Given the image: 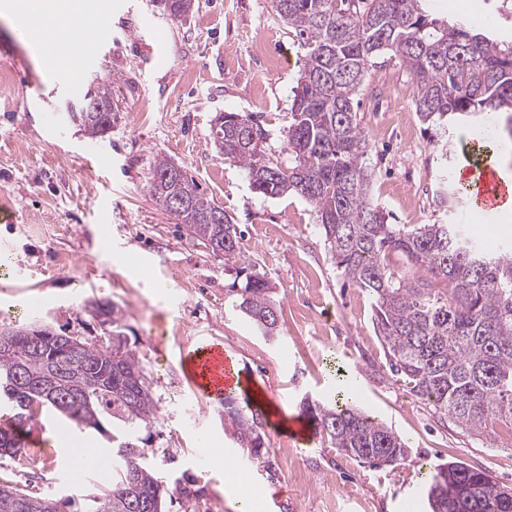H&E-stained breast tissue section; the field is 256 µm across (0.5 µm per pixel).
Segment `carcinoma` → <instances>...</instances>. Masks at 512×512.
<instances>
[{
    "mask_svg": "<svg viewBox=\"0 0 512 512\" xmlns=\"http://www.w3.org/2000/svg\"><path fill=\"white\" fill-rule=\"evenodd\" d=\"M185 18L194 0H160ZM281 20L306 47L296 79L288 128L292 162L280 167L264 151L266 130L247 116H216L213 143L239 163L253 191L269 198L295 193L317 210L321 233L345 283L372 301L373 325L393 375L443 418L484 433L492 423L512 431V255L465 237L455 224H389L371 198L369 142L358 119L357 95L376 60H399L418 87L414 108L429 133L458 118L512 140V44L464 19L431 17L422 0H275ZM118 106L112 88L98 84L77 113L87 136L112 129L97 109ZM149 192L181 218L224 265L251 267L241 233L224 208L199 191L183 168L155 161ZM463 189L440 178L436 201L453 207ZM403 260L394 266L391 255ZM237 307L264 337H280L273 288L257 273L246 276ZM112 327V344L94 345L39 326L38 343L26 326L0 324V408L12 423L0 428V458L23 456L24 424L51 410L79 429L112 443L111 478L90 494L54 501L56 512H164V497L190 496L191 477L167 480L150 462L148 447L158 412L145 368L121 332L116 306L94 305ZM224 420L241 448L268 453L260 413L237 394L224 396ZM301 414L331 447L371 467L384 457L404 463L409 443L376 421L345 394L333 401L301 400ZM148 431L141 436L142 431ZM431 512H512V487L461 461L433 467L427 487ZM48 498L33 497L0 478V512H49Z\"/></svg>",
    "mask_w": 512,
    "mask_h": 512,
    "instance_id": "carcinoma-1",
    "label": "carcinoma"
}]
</instances>
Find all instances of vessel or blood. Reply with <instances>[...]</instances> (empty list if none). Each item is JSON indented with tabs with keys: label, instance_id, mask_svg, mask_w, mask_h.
<instances>
[{
	"label": "vessel or blood",
	"instance_id": "vessel-or-blood-1",
	"mask_svg": "<svg viewBox=\"0 0 512 512\" xmlns=\"http://www.w3.org/2000/svg\"><path fill=\"white\" fill-rule=\"evenodd\" d=\"M44 49L60 74L71 76L83 71L87 54L74 42L51 37L46 39ZM461 178L474 182V190L468 197V212L489 216L512 199V179L504 177L493 163H485L477 169L463 167ZM186 370L195 392L208 400H223L225 393L248 383L234 354L220 343L209 342L197 347L186 361Z\"/></svg>",
	"mask_w": 512,
	"mask_h": 512
}]
</instances>
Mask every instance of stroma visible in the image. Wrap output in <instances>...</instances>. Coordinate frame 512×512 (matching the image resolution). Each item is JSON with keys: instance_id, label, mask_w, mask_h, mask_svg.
Wrapping results in <instances>:
<instances>
[{"instance_id": "1", "label": "stroma", "mask_w": 512, "mask_h": 512, "mask_svg": "<svg viewBox=\"0 0 512 512\" xmlns=\"http://www.w3.org/2000/svg\"><path fill=\"white\" fill-rule=\"evenodd\" d=\"M197 2L176 19L157 0H110L106 32L74 80L34 57L0 14V68L14 77L9 101H0V243L16 260L9 287H0V314L91 339L103 333L95 304L120 309L159 408L153 464L192 475L201 489L196 497L173 495L166 512H236L223 466L203 465L202 436L233 449L236 473L256 484V512H426L427 473L451 460L512 486L511 435L476 436L439 419L391 374L371 301L344 285L314 206L294 194H256L244 169L215 151L216 116L235 112L260 123L268 157L289 165L293 88L306 50L273 0ZM99 83L111 85L120 112L111 132L92 139L78 132L68 106ZM416 93L395 60L372 69L362 88L375 204L393 224H456L478 240L512 244V217L436 207L439 168L456 170L465 144L450 130L452 153L440 163L415 112L392 111L395 95ZM160 157L183 166L239 225L243 251L280 304V343L265 341L235 308L232 291L243 278L152 201L148 183ZM212 340L232 350L267 401L287 414H298L304 396L327 399L345 387L362 410L408 440L404 465L372 468L321 439L298 443L268 415V454L254 459L236 449L220 404L198 397L185 371V357ZM71 439L106 445L95 431L44 415L29 435L30 446L47 448L43 463L32 469L0 458V477L35 497L89 492V483L75 485L71 476Z\"/></svg>"}]
</instances>
